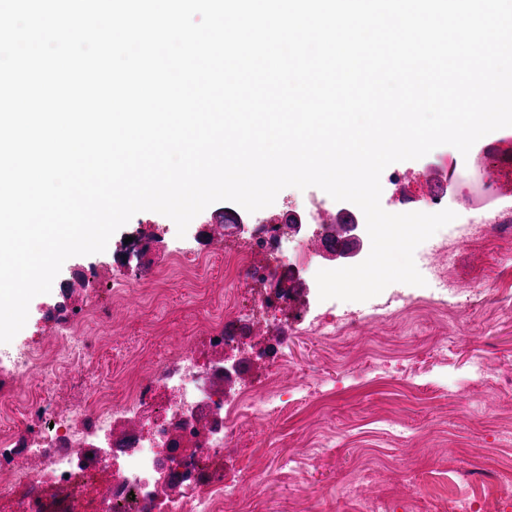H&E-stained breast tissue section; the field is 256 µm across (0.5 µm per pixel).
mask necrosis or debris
Here are the masks:
<instances>
[{
    "instance_id": "4bbe7bcc",
    "label": "necrosis or debris",
    "mask_w": 512,
    "mask_h": 512,
    "mask_svg": "<svg viewBox=\"0 0 512 512\" xmlns=\"http://www.w3.org/2000/svg\"><path fill=\"white\" fill-rule=\"evenodd\" d=\"M301 231L257 225L250 248L224 253L225 275L255 281L248 317L228 303L212 328L207 364L186 344L146 370L136 371L121 398L100 390L88 403L59 410L50 398L68 365L89 361L92 345L81 336H61L53 354L17 351L13 372L28 380L42 370L37 393L19 398L0 384V512H215L224 497L246 495L261 485L257 473L235 485L224 482L216 462L235 443L243 421L267 427L288 388L277 377L287 342L271 327L263 345L271 379L262 397L245 394L241 406L224 408V349L247 340L246 320L274 314L287 318L295 303L292 284L309 258L286 251ZM46 428L29 430L30 417Z\"/></svg>"
}]
</instances>
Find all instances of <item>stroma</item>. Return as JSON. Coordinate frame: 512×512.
Listing matches in <instances>:
<instances>
[{"label":"stroma","instance_id":"obj_1","mask_svg":"<svg viewBox=\"0 0 512 512\" xmlns=\"http://www.w3.org/2000/svg\"><path fill=\"white\" fill-rule=\"evenodd\" d=\"M460 155L443 145L427 158L397 162L381 177V205L393 211L412 200L433 212L424 171L428 163L458 164ZM320 190L283 189L275 202L255 213L220 201L197 215L185 237L157 212L134 215L110 239L107 251L74 256L63 264L50 293L34 297L24 328L13 343L0 344V375H8L14 344L45 349L54 331L53 314L68 304L82 314L80 332L98 349L88 367L107 376L122 393L133 372L128 355L150 360L186 342L205 345L209 322L222 318L227 296L247 287L224 276L225 237H248L252 225L280 224L287 211L305 214ZM512 195L488 196L483 213L457 208V218L440 229L450 259L416 250L417 269L432 266L448 278V290L406 286L415 305L388 314L387 293L364 301L320 300L318 270L359 264L371 249L363 240L357 256L344 261L319 252L318 235L301 233L295 245L312 258L296 282L301 323L286 329L288 345L281 378L288 383V406L268 430L247 427L238 447L225 450L226 479L243 467L268 469L255 497L225 498L217 512H360L367 500L384 502L387 512H448L449 499L466 498L484 512H512L507 493H490L496 473L512 474V277L475 299L474 288L494 276L493 253L482 240ZM212 226L216 250L210 261L190 271L179 263L162 275L140 276V259L124 270L129 283L106 278L88 283L90 272L111 262L113 248L126 238L151 240L158 254L175 255L195 245L202 226ZM365 319L354 334L326 340L315 331L327 318L344 322L353 312ZM491 364V379L478 386L473 366ZM225 364L239 373L224 384V401L235 404L243 390L264 391L267 366L258 350L226 352ZM287 469H277L280 459Z\"/></svg>","mask_w":512,"mask_h":512}]
</instances>
